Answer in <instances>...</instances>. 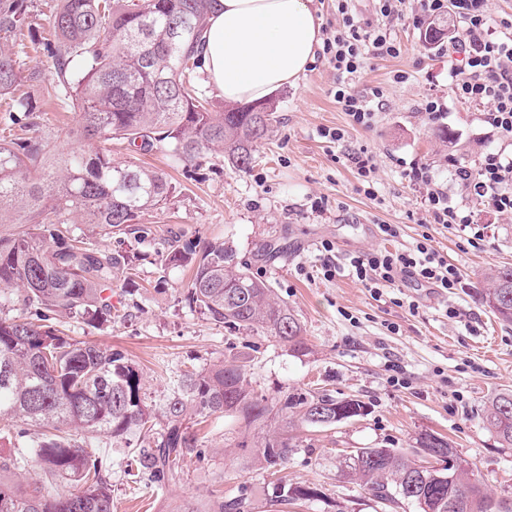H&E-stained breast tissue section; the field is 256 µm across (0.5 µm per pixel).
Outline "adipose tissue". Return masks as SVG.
I'll return each mask as SVG.
<instances>
[{"label":"adipose tissue","instance_id":"adipose-tissue-1","mask_svg":"<svg viewBox=\"0 0 512 512\" xmlns=\"http://www.w3.org/2000/svg\"><path fill=\"white\" fill-rule=\"evenodd\" d=\"M312 0H219L203 65L230 103L261 101L296 80L322 45Z\"/></svg>","mask_w":512,"mask_h":512}]
</instances>
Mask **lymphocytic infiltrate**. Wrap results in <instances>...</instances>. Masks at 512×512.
<instances>
[{
	"label": "lymphocytic infiltrate",
	"mask_w": 512,
	"mask_h": 512,
	"mask_svg": "<svg viewBox=\"0 0 512 512\" xmlns=\"http://www.w3.org/2000/svg\"><path fill=\"white\" fill-rule=\"evenodd\" d=\"M374 2L382 22L371 26L354 17L347 0H336V26L327 30L323 40L322 55L336 72L334 97L352 125L368 128L375 121L374 105L382 101L383 89L375 87L362 95L353 90L351 83L359 74L365 55L400 56L402 47L393 30L394 21L408 18L419 27L449 12L462 24L460 36L450 42L453 52L459 55L453 68L454 91L460 100L486 107V122L511 141L512 17L493 19L488 0ZM409 179L421 190V205L433 223L469 229L474 239L483 238L484 231L470 212L452 204L428 167H412ZM453 180L466 195L484 201L497 215H512V157H503L498 151L486 152L477 169L456 167ZM349 267L353 278L374 295L379 294L381 286L407 278L448 294L463 279L461 270L448 263L426 234L405 249L373 248L350 256Z\"/></svg>",
	"instance_id": "1"
}]
</instances>
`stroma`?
<instances>
[{
  "instance_id": "obj_1",
  "label": "stroma",
  "mask_w": 512,
  "mask_h": 512,
  "mask_svg": "<svg viewBox=\"0 0 512 512\" xmlns=\"http://www.w3.org/2000/svg\"><path fill=\"white\" fill-rule=\"evenodd\" d=\"M395 33L401 55L367 56L353 82L363 95L375 87L384 91L370 128L351 126L334 98L336 72L318 57L297 81L275 91L274 131L247 171L234 170L220 157L186 167L161 150L113 146L114 163L161 169L174 193L165 208L139 217L147 230L144 239L119 232L91 235L98 248L133 256V272L112 293L120 315L110 328L99 331L76 319L65 325L70 336L121 350L133 360L143 374L144 402L156 413L158 433L165 427L158 412L174 379L240 354L251 358L253 385L266 396L315 390L365 402L368 413L357 420L296 430L300 447L286 474L293 483L318 484L321 496L291 512H383L351 481L347 453L406 451L426 433L451 439L476 474L512 499V448L501 447L481 421L488 397L512 389V326L501 325L479 298L485 271L512 265V219L488 212L452 181L453 164L477 167L490 150L510 157L512 142L482 121L483 106L456 98L450 58L426 47L410 20L398 22ZM398 71L406 73L405 82H394ZM29 94L37 135L61 149L74 148L64 136L76 121L70 101L59 99L46 83L30 87ZM430 96L444 106L441 122H430L420 110ZM324 128L344 129V140L322 138ZM362 146L378 160L371 197L347 159ZM416 163L431 168L452 202L485 225L482 241L472 246L455 229L426 223L419 192L408 178ZM379 224L399 225L398 247L429 234L461 269L460 288L446 295L400 281L374 299L350 275L348 259L381 246ZM216 239L231 245L253 275L288 302L305 327L306 354L263 333L224 328L189 307L185 291L191 271L165 265L168 244ZM325 240L335 245L338 267L329 280L321 271ZM397 297L416 300L417 309L395 306ZM451 307L458 318H449ZM391 322L398 333L388 331ZM199 436L207 459L189 464L180 480L162 489L130 482L124 442H93L91 451L102 459L112 485L113 512H172L188 501L207 503L215 493L235 495L245 484L254 492V512H279L260 476L224 464L225 455H238L242 438L258 439L257 430L234 418L213 417Z\"/></svg>"
}]
</instances>
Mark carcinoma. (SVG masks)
<instances>
[{
	"mask_svg": "<svg viewBox=\"0 0 512 512\" xmlns=\"http://www.w3.org/2000/svg\"><path fill=\"white\" fill-rule=\"evenodd\" d=\"M34 0H0V97H11L12 124L34 129L36 106L13 97L17 85L50 76L77 111L69 135L94 142L90 150H61L39 135L0 143V293L20 314L0 317V431L20 452L0 453V512H112V485L88 448L100 438H137L128 448V475L159 486L206 459L191 423L235 415L266 431L247 459L262 479L276 477L281 512L320 496L317 487L290 483L282 472L299 444L288 429L327 427L338 400L318 392L268 398L255 391L249 361L236 356L172 383L160 408L166 428L150 436L152 411L142 398L143 376L122 352L80 341L60 329L78 318L101 329L112 324V286L131 269V258L95 247L92 230L144 234L135 225L165 207L174 187L166 174L112 163V141L132 151L164 149L190 164L208 155L244 171L272 133L274 113L258 120L266 102L228 104L220 111L190 80L206 19L217 0H59L50 18L53 38L42 41L49 74L21 75L10 43L33 34ZM165 264L192 265L189 304L215 324L267 333L294 353L309 350L300 320L272 288L236 261L222 243L169 245ZM482 303L512 326V266L486 274ZM483 424L504 448L512 447V389L489 398ZM44 482L15 481L27 453ZM411 460L396 448L361 449L347 462L361 488L384 508L410 503L418 512H512L474 471L452 480L413 483ZM247 487L199 510L253 512Z\"/></svg>",
	"mask_w": 512,
	"mask_h": 512,
	"instance_id": "carcinoma-1",
	"label": "carcinoma"
}]
</instances>
